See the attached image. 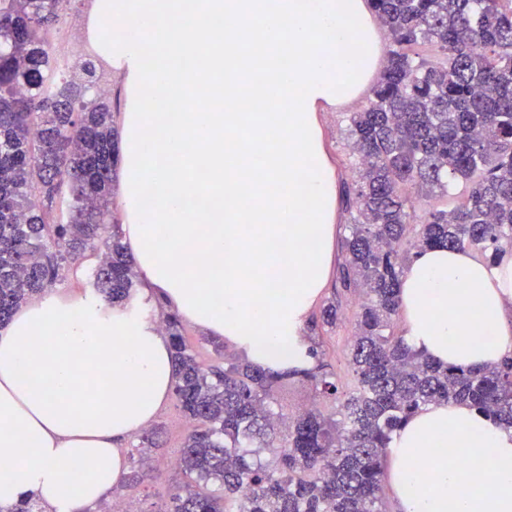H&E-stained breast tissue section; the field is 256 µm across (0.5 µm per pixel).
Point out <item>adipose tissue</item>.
<instances>
[{
	"mask_svg": "<svg viewBox=\"0 0 512 512\" xmlns=\"http://www.w3.org/2000/svg\"><path fill=\"white\" fill-rule=\"evenodd\" d=\"M207 2L203 18L178 0L94 2V22L122 13L135 27L95 39L97 53L126 60L172 102L225 77L221 103L176 124L145 100L124 114L123 238L143 297L255 365L309 367L306 325L328 285L336 236V174L316 109L363 68L348 49L360 7ZM142 299L111 306L52 288L0 328V452L9 457L1 502L30 495L44 512H95L120 483L123 443L152 424L174 382L170 343ZM473 307L484 318L471 317ZM399 308L404 336L437 362L471 368L511 356L512 255L493 263L468 250H425L402 277ZM443 445L471 466L449 465ZM388 477L402 512H512V430L465 404L426 406L394 435Z\"/></svg>",
	"mask_w": 512,
	"mask_h": 512,
	"instance_id": "adipose-tissue-1",
	"label": "adipose tissue"
}]
</instances>
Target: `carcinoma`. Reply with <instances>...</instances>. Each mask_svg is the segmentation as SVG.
<instances>
[{
	"mask_svg": "<svg viewBox=\"0 0 512 512\" xmlns=\"http://www.w3.org/2000/svg\"><path fill=\"white\" fill-rule=\"evenodd\" d=\"M66 0H0V326L35 295L97 254L93 285L110 304L131 295L133 260L111 214L120 162L118 89L100 91L96 65L60 100L46 39ZM505 0H368L393 45L369 104L349 116L359 176L340 287L359 295L348 364L354 387L323 364L265 369L224 353L207 366L170 313L174 394L191 424L179 467L188 484L165 512H383L384 460L393 434L421 408L464 403L512 429V356L494 365L444 366L394 333L399 288L423 250H476L497 261L512 249V6ZM435 47L426 61L411 53ZM463 200L414 219L415 202ZM311 383L334 403L292 416L272 392Z\"/></svg>",
	"mask_w": 512,
	"mask_h": 512,
	"instance_id": "cac0c4a2",
	"label": "carcinoma"
}]
</instances>
